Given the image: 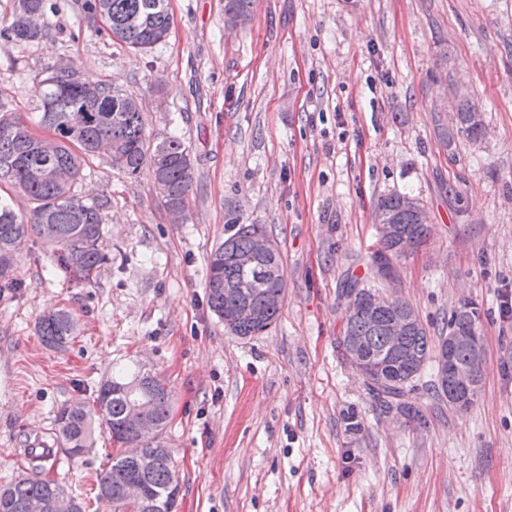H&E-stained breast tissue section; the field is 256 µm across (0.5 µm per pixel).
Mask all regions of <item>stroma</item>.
Instances as JSON below:
<instances>
[{
  "label": "stroma",
  "mask_w": 512,
  "mask_h": 512,
  "mask_svg": "<svg viewBox=\"0 0 512 512\" xmlns=\"http://www.w3.org/2000/svg\"><path fill=\"white\" fill-rule=\"evenodd\" d=\"M55 2L44 41L0 38V113L45 135L42 81L69 61L138 99L147 141L179 135L194 183L177 221L151 167L131 177L88 158L75 189L108 203L110 263L79 282L40 240L15 250L21 286L0 291V484L29 436L55 442L62 405L93 402L134 361L171 397L178 512H512V0H255L232 34L224 0H169L170 34L146 51L89 29L83 0ZM444 51L482 105L480 144L438 140ZM394 192L429 215V244L399 271L430 336L462 301L482 312L476 403L450 408L423 374L408 396L423 427L376 409L337 349L339 291L363 274L376 202ZM239 224L265 225L287 282L276 322L247 338L205 288L211 250ZM57 309L77 323L61 351L36 332ZM115 451L101 434L43 473L83 512H108L97 480Z\"/></svg>",
  "instance_id": "obj_1"
}]
</instances>
